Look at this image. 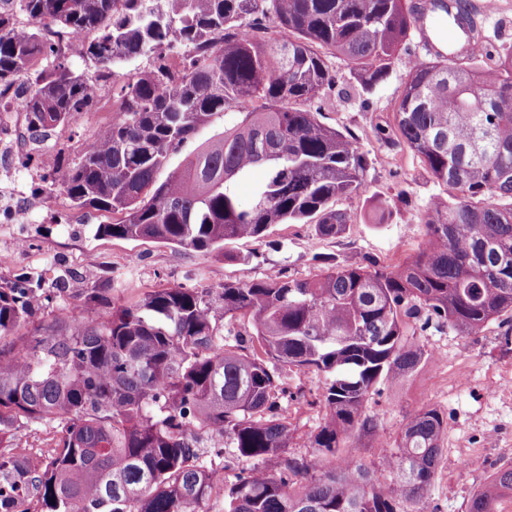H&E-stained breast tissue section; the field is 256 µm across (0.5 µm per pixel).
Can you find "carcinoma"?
<instances>
[{
	"mask_svg": "<svg viewBox=\"0 0 512 512\" xmlns=\"http://www.w3.org/2000/svg\"><path fill=\"white\" fill-rule=\"evenodd\" d=\"M24 27L0 11V98L9 90L35 131L64 125L91 107L89 82L55 53L31 73L43 31H91L84 54L112 79V119L94 145L51 185L78 208L120 215L96 237L151 241L202 253L260 240L275 224H312L343 234L342 197L367 190L358 138L322 123L313 103L336 84L329 58L344 57L362 91L390 75L416 16L409 0H12ZM454 28L473 6H444ZM473 57L405 63L390 147L407 146L447 196L425 208L419 252L394 269L372 261L336 266L312 280L280 270L219 287L173 286L104 309L86 325L0 348V512H211L217 474L244 461L224 489L223 512H401L424 501L444 454L435 408L410 414L385 456L384 491L349 440L375 432L367 413L375 386L398 384L428 360L408 341L432 325L462 336L512 315V52L484 73ZM155 57L128 77L120 65ZM224 131L159 173L213 118ZM261 169L243 200L238 184ZM51 299L23 273L0 283V337ZM252 332L224 339V320ZM325 374L319 430L306 456H290L295 428L284 414L282 373ZM59 421L54 452L32 461L16 447L20 428ZM214 453L201 459L203 440ZM337 464L328 467V458ZM275 460L277 469L263 463ZM512 499V465L468 501L499 512Z\"/></svg>",
	"mask_w": 512,
	"mask_h": 512,
	"instance_id": "1",
	"label": "carcinoma"
}]
</instances>
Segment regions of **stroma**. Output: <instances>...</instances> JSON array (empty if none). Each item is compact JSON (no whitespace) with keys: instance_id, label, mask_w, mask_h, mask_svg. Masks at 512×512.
<instances>
[{"instance_id":"1","label":"stroma","mask_w":512,"mask_h":512,"mask_svg":"<svg viewBox=\"0 0 512 512\" xmlns=\"http://www.w3.org/2000/svg\"><path fill=\"white\" fill-rule=\"evenodd\" d=\"M470 2L483 37L492 46L479 64L490 70L504 49L512 47V0ZM332 67L336 105L324 110L321 120L357 135L368 162L366 192L336 203L351 219L348 231L338 238L318 237L310 224H279L263 240L232 241L222 253L203 254L158 242L94 237L92 226L111 223L112 214L73 208L63 193L49 190L48 180L51 172L82 154L84 140L107 120L108 105L100 104L66 126L41 133V140L48 143L44 171L20 166L9 171L10 197L19 220L0 223V252L11 256V267L0 273V280L10 281L19 272L35 273L60 293L23 328V335H46L57 327L63 309L74 323L90 322L94 313L86 296L93 290L121 305L156 288L220 286L259 280L278 270L303 280L337 264L363 266L374 259L394 268L415 256L425 240V206L445 189L409 148H390L377 138L378 129L395 122L404 65L396 63L388 79L369 95L361 93L343 58L333 59ZM379 193L387 195L390 210L380 222L373 218ZM505 331L493 322L474 336L443 326L417 334L414 341L429 351L430 361L408 381L380 384L371 395L367 411L375 417L377 429L352 439L349 452L371 467L382 486L391 483L382 457L394 449L409 414L431 407L447 424L446 452L426 499L405 502V512H467L471 493L499 467L512 463V339ZM323 383V374L313 370L288 373L289 392L301 390L306 395L287 408L296 429L294 455L307 454V438L321 422L322 410L314 400ZM466 448L475 454L470 466L462 469L458 455Z\"/></svg>"}]
</instances>
